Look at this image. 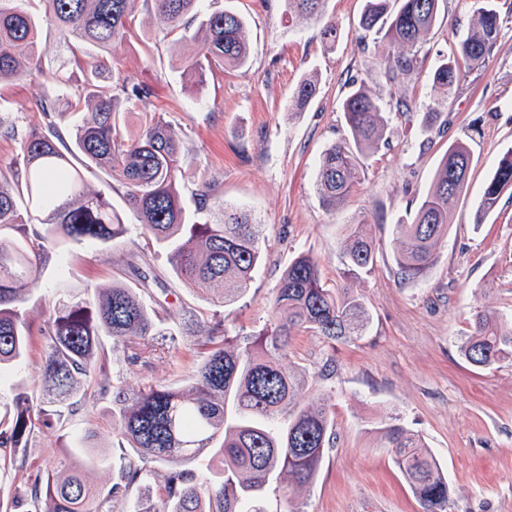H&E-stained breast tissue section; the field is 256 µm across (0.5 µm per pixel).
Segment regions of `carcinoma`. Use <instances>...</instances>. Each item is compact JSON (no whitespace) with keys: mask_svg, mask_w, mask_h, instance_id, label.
<instances>
[{"mask_svg":"<svg viewBox=\"0 0 512 512\" xmlns=\"http://www.w3.org/2000/svg\"><path fill=\"white\" fill-rule=\"evenodd\" d=\"M27 0H0V82L26 75L38 53L43 24L53 26L71 53H79L95 81L77 95L91 112L72 134V147L52 130L21 134L0 122V134L19 143L20 152L0 165V379L26 357L31 335L23 304L40 279L48 254L73 242H112L126 233L111 201L85 191V176L102 172L120 182L143 234L163 248L175 274L201 291L219 290L227 306L249 289L260 257L261 225L240 209L222 207L218 224H199L181 197L182 142L174 127L147 111L152 89L128 80L104 83L109 51L126 39L140 0H44V15L31 13ZM174 50L199 42L183 60L182 73L205 84L206 66L243 68L249 60L246 23L237 12H202V0H145ZM291 11L321 24L322 41L336 45L337 28L324 20L325 0H288ZM440 0H366L360 27L382 35L389 53L381 60L387 81H409L419 72L417 47L435 26ZM202 17V39L190 32ZM503 19L493 0H474L469 29L458 55L432 72L433 86L450 98L470 70L485 63L496 46ZM316 83L302 81L295 107L315 96ZM141 111L136 136L125 134L122 114ZM351 139L330 146L319 163L316 189L322 204L334 209L355 191L364 160L387 143V114L406 115L414 104L404 98L384 103L360 87L341 105ZM83 168H71V156ZM472 155L467 141L448 146L430 193L411 221L393 225L396 262L408 280L420 278L436 261L448 235L449 216L466 192ZM512 190V149L499 160L483 188L476 223ZM345 275L357 277L374 265L373 240L364 224L344 240ZM277 319L249 334L233 333L222 313H213L203 342L205 356L184 388L161 381L130 395L110 372L101 338H112V352L136 362L164 335L138 293L123 284L98 288L85 298H59L40 329L45 398L25 392L0 396V512H111L118 493H139L131 512H266L263 498L276 482L287 505L301 512L290 492L314 482L329 447L332 396L317 388L312 403L300 406L303 383L282 366L291 336L312 332L329 343L362 335L369 314L362 300L322 281L316 258L300 253L284 271L272 302ZM464 359L480 369L512 359V327L479 313L460 346ZM96 382L102 397H112V422L121 453H106L76 438L60 449L57 471H30L28 442L37 427L54 429L65 415L81 410L74 401L82 380ZM392 460L423 512H446L448 481L421 439L400 424L386 427ZM217 458L221 474L201 479L193 464ZM112 466V486L92 489L83 472ZM23 473L18 483L11 473ZM157 485V498L141 496Z\"/></svg>","mask_w":512,"mask_h":512,"instance_id":"1","label":"carcinoma"}]
</instances>
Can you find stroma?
<instances>
[{"mask_svg":"<svg viewBox=\"0 0 512 512\" xmlns=\"http://www.w3.org/2000/svg\"><path fill=\"white\" fill-rule=\"evenodd\" d=\"M495 2L502 36L486 63L446 101L431 72L456 52L472 0H443L418 53L420 73L401 86L390 85L376 64L387 42L364 37L359 27L366 0H327L325 17L339 32L331 48L319 24L291 15L287 0H204L203 10L231 9L245 17L250 63L240 70L213 68L200 92L184 79L146 6H139L126 41L109 55L114 79L150 85L152 111L178 131L187 208L207 188L214 201L249 211L261 226L260 265L247 294L225 309L233 330L249 333L271 319L282 273L302 252L317 259L329 287L348 289L367 308L362 336L331 347L301 333L283 362L306 380L299 405L309 404L312 387L320 384L334 404L333 442L314 483L292 496L301 512H422L385 446L384 428L393 418L419 435L440 463L448 512H512V361L479 369L460 352L475 313L512 318V192L500 196L483 223L475 221L484 185L512 148V0ZM67 77L68 85L57 86L32 65L23 79L0 84V121L27 132L54 128L70 138L83 114L69 101L89 74L74 64ZM309 77L317 79L318 93L304 111H294V92ZM360 87L385 100L411 99L417 109L390 116L387 145L367 159L351 198L329 210L316 191L317 164L330 145L348 138L341 102ZM44 97L60 99V111H38L35 103ZM463 137L473 155L469 184L439 258L422 278L402 279L393 226L414 213L449 144ZM87 186L110 199L127 232L108 244L87 241L53 251L25 304L32 331L43 326L58 295L80 297L115 282L136 288L164 323L180 322L187 311L199 321L210 319L213 294L177 278L164 251L126 209L123 187L102 173L88 176ZM356 220L375 243V261L370 273L347 279L342 242ZM199 356V338L187 332L159 339L146 361L114 358L112 371L130 392L150 381L182 386ZM329 356L336 373L319 380ZM77 399L82 411L60 432L35 431L27 450L32 469H50L61 438L76 433L92 434L107 449L116 445L112 404L96 384L83 383Z\"/></svg>","mask_w":512,"mask_h":512,"instance_id":"stroma-1","label":"stroma"}]
</instances>
